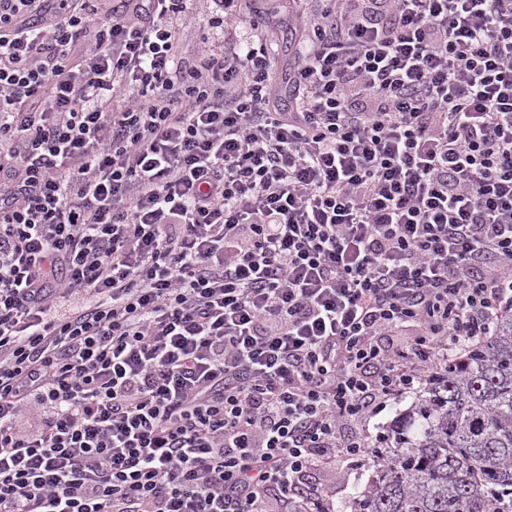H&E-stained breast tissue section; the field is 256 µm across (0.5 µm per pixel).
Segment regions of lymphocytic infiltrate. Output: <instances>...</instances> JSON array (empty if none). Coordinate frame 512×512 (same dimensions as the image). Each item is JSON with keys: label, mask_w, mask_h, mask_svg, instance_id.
I'll return each mask as SVG.
<instances>
[{"label": "lymphocytic infiltrate", "mask_w": 512, "mask_h": 512, "mask_svg": "<svg viewBox=\"0 0 512 512\" xmlns=\"http://www.w3.org/2000/svg\"><path fill=\"white\" fill-rule=\"evenodd\" d=\"M201 1L0 0V512H335L512 310V0H314L291 112Z\"/></svg>", "instance_id": "lymphocytic-infiltrate-1"}]
</instances>
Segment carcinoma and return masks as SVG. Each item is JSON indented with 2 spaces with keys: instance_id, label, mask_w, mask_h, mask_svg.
Listing matches in <instances>:
<instances>
[{
  "instance_id": "cac0c4a2",
  "label": "carcinoma",
  "mask_w": 512,
  "mask_h": 512,
  "mask_svg": "<svg viewBox=\"0 0 512 512\" xmlns=\"http://www.w3.org/2000/svg\"><path fill=\"white\" fill-rule=\"evenodd\" d=\"M376 452L351 512H512V314L448 360Z\"/></svg>"
}]
</instances>
